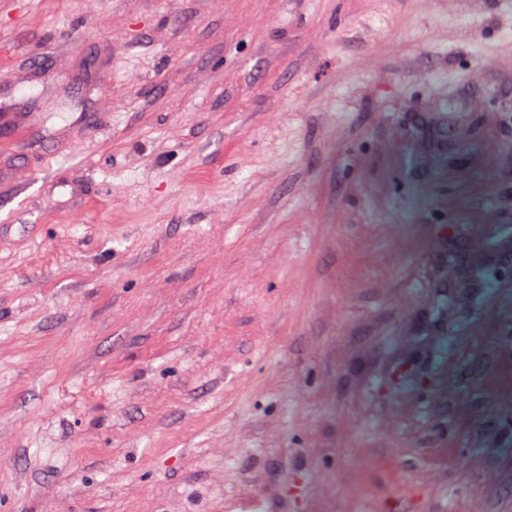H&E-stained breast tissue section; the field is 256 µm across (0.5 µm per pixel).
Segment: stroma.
I'll return each mask as SVG.
<instances>
[{"mask_svg":"<svg viewBox=\"0 0 512 512\" xmlns=\"http://www.w3.org/2000/svg\"><path fill=\"white\" fill-rule=\"evenodd\" d=\"M512 512V0H0V512Z\"/></svg>","mask_w":512,"mask_h":512,"instance_id":"obj_1","label":"stroma"}]
</instances>
